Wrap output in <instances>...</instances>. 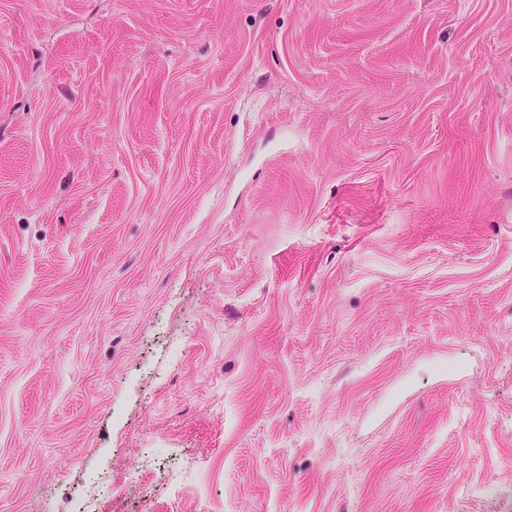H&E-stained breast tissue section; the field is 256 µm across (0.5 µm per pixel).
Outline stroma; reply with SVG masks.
Returning a JSON list of instances; mask_svg holds the SVG:
<instances>
[{
	"label": "stroma",
	"instance_id": "1",
	"mask_svg": "<svg viewBox=\"0 0 512 512\" xmlns=\"http://www.w3.org/2000/svg\"><path fill=\"white\" fill-rule=\"evenodd\" d=\"M92 497L512 512V0H0V512Z\"/></svg>",
	"mask_w": 512,
	"mask_h": 512
}]
</instances>
